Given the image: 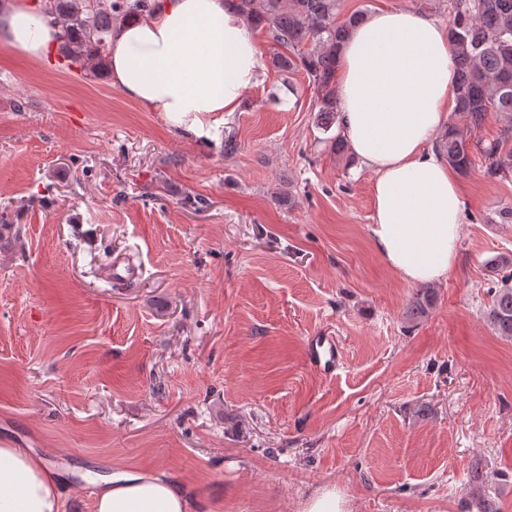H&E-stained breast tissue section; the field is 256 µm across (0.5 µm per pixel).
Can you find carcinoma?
Listing matches in <instances>:
<instances>
[{"instance_id":"cac0c4a2","label":"carcinoma","mask_w":512,"mask_h":512,"mask_svg":"<svg viewBox=\"0 0 512 512\" xmlns=\"http://www.w3.org/2000/svg\"><path fill=\"white\" fill-rule=\"evenodd\" d=\"M247 21L266 31L280 51L271 64L280 72H305L317 98L318 123L323 131L336 123V62L340 46L364 18L351 13L339 20L341 0H234ZM452 21L449 38L457 70L454 111L475 127L493 112L512 116V0H448ZM154 0H50L49 16L61 21L64 33L60 57L71 67L82 61L100 65L105 61L112 36V21L151 13ZM512 126L484 145L471 139L470 131L448 128L440 151L462 175L473 167L472 156L487 162L491 175L512 173ZM500 280L490 288L491 304L486 318L500 336L512 338V255L489 260ZM436 301L430 287L420 288L410 301L405 317L417 322L428 316Z\"/></svg>"}]
</instances>
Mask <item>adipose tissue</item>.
Listing matches in <instances>:
<instances>
[{
    "mask_svg": "<svg viewBox=\"0 0 512 512\" xmlns=\"http://www.w3.org/2000/svg\"><path fill=\"white\" fill-rule=\"evenodd\" d=\"M61 24L26 0L0 6V45L48 65ZM112 84L130 100L205 135L204 122L238 111L265 71L252 25L231 0H155L108 45ZM456 64L446 26L403 8L371 14L337 56L339 129L372 170L374 245L409 283L445 279L455 263L465 201L457 174L432 147L448 129ZM188 496L145 471L98 483L93 512H192ZM0 512H66L53 465L0 444Z\"/></svg>",
    "mask_w": 512,
    "mask_h": 512,
    "instance_id": "obj_1",
    "label": "adipose tissue"
}]
</instances>
